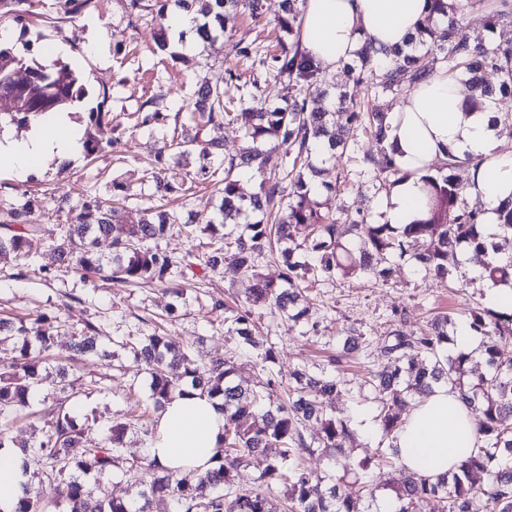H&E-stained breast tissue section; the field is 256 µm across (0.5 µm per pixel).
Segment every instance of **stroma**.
Here are the masks:
<instances>
[{
    "instance_id": "stroma-1",
    "label": "stroma",
    "mask_w": 512,
    "mask_h": 512,
    "mask_svg": "<svg viewBox=\"0 0 512 512\" xmlns=\"http://www.w3.org/2000/svg\"><path fill=\"white\" fill-rule=\"evenodd\" d=\"M34 10V16L23 21L0 19V27L14 34L13 46L30 45L32 56L42 63L54 57L59 47H66V63L80 70L88 90L75 108V121L84 127L89 112L111 115L97 132L104 150L96 159L82 154L65 165L51 161L23 180L8 170L0 171V208L34 200L39 222L54 225L60 232L70 218L68 211L58 209L55 203L63 194L71 205L89 198L105 211L120 190H127V219L133 223L148 206L147 171L173 135L169 124L136 126L135 116L143 112L148 99H157L161 111L172 115L189 111L193 92L207 82L223 84L224 99L231 103L246 81H258L259 95L270 105L279 103L284 93L282 81L266 67L237 56L233 50L235 42L243 39L261 42L267 54L279 52L281 32L269 13L238 16L231 32L196 47L184 62L157 48L150 16L129 27L127 0H92L73 16L66 14L63 0H36ZM93 23L98 25L105 45L101 58L83 48ZM229 69L238 74V81L226 82ZM200 165L195 157L181 164L171 160L165 175L173 183L187 185L185 195L170 202V209L192 214L197 223L204 224L220 202L218 189L224 173L216 171L214 177L204 180L198 175ZM339 166L348 174L345 191L338 196L320 194V201L331 209L341 204L349 213L364 211L379 219L388 190L359 178L356 154L344 156ZM161 246L185 266L182 297H173L158 286L88 281L75 270L48 276L35 264L20 278L12 256L0 255V317L26 321L44 312L55 318L54 345L44 357L47 370L31 408L21 411L7 429L10 444L18 448L35 444L44 425L40 412L60 397L66 382L73 384L79 399L78 415L87 421L85 444L101 445L105 424L124 410L142 411L144 426L153 425L158 411L149 398L150 379L133 367L128 352L118 346L120 340L138 335L145 318L183 342L198 363L230 356L251 384L262 385L272 378L283 387L298 367H327L329 356L342 345L347 331L356 330L363 337L368 356L345 366L342 377L346 389L329 404L331 412L355 419L376 413L378 394L361 388L360 383L391 331L418 332L423 321L445 312L453 319L448 326L453 332L470 309L489 307L482 278L469 275L466 264H451L448 278L458 287L451 293L417 271L411 257H393L388 261L392 275L387 282L338 278L316 283L309 294L314 323L285 321L269 309H256L257 329L272 342L276 354L275 362L264 363L239 348L236 337L227 331L223 309L216 306L220 300L245 298L251 281H231L223 271L206 268L194 242L185 237L169 235ZM88 322L100 327L105 337L104 356L84 358L73 351L74 332Z\"/></svg>"
}]
</instances>
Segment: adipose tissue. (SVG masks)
<instances>
[{"label": "adipose tissue", "instance_id": "ef3b65f1", "mask_svg": "<svg viewBox=\"0 0 512 512\" xmlns=\"http://www.w3.org/2000/svg\"><path fill=\"white\" fill-rule=\"evenodd\" d=\"M427 14L425 0H305L301 45L321 67L336 71L355 58L363 39L389 50L407 46ZM463 99L459 82L442 68L390 114L387 142L408 177L393 189L383 221H409L427 166L451 154L470 155L482 160L472 193L485 208L483 232L497 233V208L512 194V155L498 151L501 125L495 103L468 110ZM81 148L79 128L68 112L33 120L21 137L11 128L0 129V166L20 179L48 161L75 158ZM223 433L219 402L177 393L161 408L145 454L178 473L203 472ZM477 437V424L458 391L441 384L416 403L393 444L403 469L434 479L457 470ZM26 480L21 450L0 447V512H13Z\"/></svg>", "mask_w": 512, "mask_h": 512}]
</instances>
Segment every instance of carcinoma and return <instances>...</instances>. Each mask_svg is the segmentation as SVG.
Here are the masks:
<instances>
[{
	"label": "carcinoma",
	"instance_id": "carcinoma-1",
	"mask_svg": "<svg viewBox=\"0 0 512 512\" xmlns=\"http://www.w3.org/2000/svg\"><path fill=\"white\" fill-rule=\"evenodd\" d=\"M298 2L154 0L150 7L145 0H129L132 18L140 19L144 11L155 14L157 45L162 50L169 45L166 20L172 4L195 13L191 31L203 43L223 35L227 21L241 11L253 15L274 12L280 28L292 36L289 45L268 59L253 41L245 45L240 40L234 50L244 58H259V63L286 82L287 94L280 106H258L254 83L244 88L238 111L232 112L224 102L223 89L201 86L195 91L193 110L187 113L180 138L164 145L155 156L156 167L150 175L153 195L161 199L178 192V187L162 176L166 150L176 148L180 159L197 151L224 167L221 202L209 224L200 229L193 224L192 215L182 220L159 206L145 208L138 223L129 224L117 209L103 212L90 200L74 207L67 199L65 206L72 218L61 240L53 225L37 221L35 204L30 200L21 207L0 211V226L8 230L0 234V253L14 255L18 276H23L29 265L32 241L42 239L50 242L52 251L53 262L42 266L48 275L72 268L85 279L155 284L178 297V262L158 241L174 229L189 237L201 232L208 238L199 242L207 247V266L224 269V276L231 279L247 276L254 280L251 306L227 309L224 322L237 336L240 347L265 363L274 360V348L257 334L252 307L267 304L290 320H307L312 306L307 294L309 282L361 276L384 281L391 269L383 263L392 256L404 257L413 243H422V249L413 254L415 266L438 284H447L448 260L463 255L480 267L482 277L512 286V260L497 263L500 243L485 239L481 231L485 209L462 203L471 184L463 183L456 170L464 164L478 168V158L450 155L437 173L422 175L420 204L413 218L400 226L375 224L367 212L353 217L341 207L342 221L312 196L310 183L336 168V163L357 146L361 133L370 134L376 145L375 150L360 156L361 174L393 188L406 173L387 145L389 112L371 110L345 91L329 97L325 72L300 48ZM427 2V23L409 49H395L389 60L382 61L380 50L367 39L356 52L360 70L370 71L371 95L393 100L426 81L438 68L446 67L450 76L469 75L471 94L464 99L465 108L476 109L482 98L498 93L500 102L512 110V44L489 46L470 40L463 31L465 15L475 9H486L494 23L512 19V0ZM32 7L33 0H0V18L11 15L19 20L31 13ZM28 54V46L21 52L0 46V96H14L28 104L22 112H0V124L26 125L30 117L63 110L87 94L76 67L61 63L49 69ZM20 69L31 76L26 84L18 82ZM488 72L497 76L498 86L485 81ZM226 121L240 124L250 142L245 151L228 158L220 140L198 138L201 128ZM281 145L288 147L281 171L265 174V148ZM241 168H252L262 176L259 191L250 195L242 191L235 179L236 170ZM231 215L254 218L247 224L248 232L233 239L223 233L224 219ZM343 222L359 239V245L344 239ZM499 228L498 238L512 241V196L499 210ZM73 238L84 242L83 251L75 256L65 247V241ZM101 238L111 239L112 257L108 260L96 251ZM274 250L283 269L279 284L262 279L257 272L260 259ZM467 325L483 337L481 355L487 366V372L470 382L461 376L472 355L445 354L448 316L436 317L417 335L393 331L377 354L376 368L363 380L381 394L375 420L382 440L388 442V451L357 463L342 458L344 443L354 436L351 419L329 415L325 409L328 400L345 390L341 377L298 369L292 374L288 401L266 408L265 402L273 400L277 392L275 381L270 379L265 389H256L238 377L237 365L229 358L198 365L182 343L155 325L142 336L128 337L125 346L150 375L155 407H162L173 393L182 394L187 387L201 399L222 401L224 436L212 467L179 478L146 458L128 462L123 457V437L140 421L133 413L108 427L101 446H84L82 428L74 416L76 395L70 393L58 398L48 411L45 430L35 446L34 453L43 465L41 480L56 484L69 512H151L156 498L172 500L175 512H272L265 493H237L231 487L233 471L249 456L274 448L276 453L260 479L268 487L283 484L289 508L295 512H365L361 504L372 494L364 481L366 471L373 464L398 460L393 439L406 409L415 398L444 383L458 389L474 414L479 425L478 442L457 471L434 481L405 473L392 485L398 502L396 512H413L420 501L429 505V512H512V427L504 425V420L512 418V308L502 312L473 310ZM102 340L100 328L88 323L75 337L74 349L80 355L95 354ZM0 342L6 343L0 351V415L7 416L29 406L32 390L41 381L42 361L31 349L35 345L41 354L51 349L52 317L37 313L20 326L0 319ZM308 423L320 427V447L333 463L357 473L361 495H347L336 483L316 477L293 462L297 451L308 448L302 434ZM145 465L155 471V477L149 488L139 493L138 502L117 499L104 491L92 498L80 478L91 473L103 476L116 469L130 474Z\"/></svg>",
	"mask_w": 512,
	"mask_h": 512
}]
</instances>
